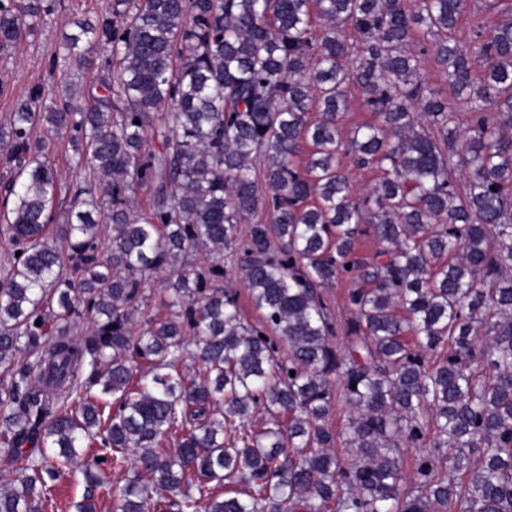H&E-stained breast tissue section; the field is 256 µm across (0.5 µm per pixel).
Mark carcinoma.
Wrapping results in <instances>:
<instances>
[{
	"instance_id": "obj_1",
	"label": "carcinoma",
	"mask_w": 512,
	"mask_h": 512,
	"mask_svg": "<svg viewBox=\"0 0 512 512\" xmlns=\"http://www.w3.org/2000/svg\"><path fill=\"white\" fill-rule=\"evenodd\" d=\"M101 3L50 60L66 76L109 51L93 87L48 104L35 85L0 126L19 253L0 281V459L26 461L0 512H52L76 462L75 512L100 490L115 512H512V9L461 42L471 0ZM49 11L0 0V54ZM352 87L375 120L345 138ZM52 136L88 172L59 220ZM345 156L380 172L362 196ZM226 258L260 323L218 286ZM165 269L158 321L144 284ZM339 278L341 346L318 292Z\"/></svg>"
}]
</instances>
